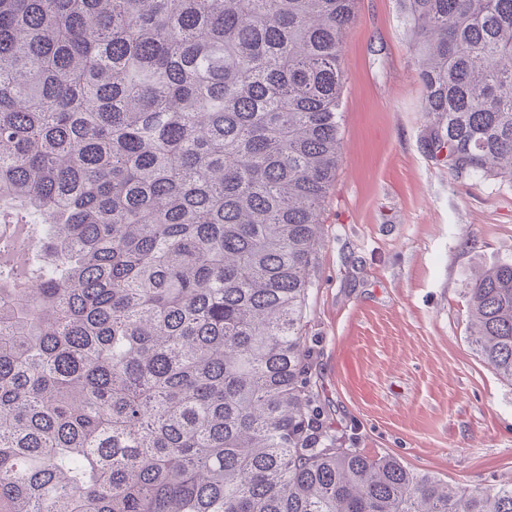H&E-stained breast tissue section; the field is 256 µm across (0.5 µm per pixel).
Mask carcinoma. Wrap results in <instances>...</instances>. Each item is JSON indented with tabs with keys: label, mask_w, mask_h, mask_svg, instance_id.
I'll return each mask as SVG.
<instances>
[{
	"label": "carcinoma",
	"mask_w": 512,
	"mask_h": 512,
	"mask_svg": "<svg viewBox=\"0 0 512 512\" xmlns=\"http://www.w3.org/2000/svg\"><path fill=\"white\" fill-rule=\"evenodd\" d=\"M423 140L512 179V0H405ZM357 0H0V512H512L337 444L306 296ZM512 384V263L468 291Z\"/></svg>",
	"instance_id": "carcinoma-1"
}]
</instances>
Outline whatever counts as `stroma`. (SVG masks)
<instances>
[{
	"label": "stroma",
	"mask_w": 512,
	"mask_h": 512,
	"mask_svg": "<svg viewBox=\"0 0 512 512\" xmlns=\"http://www.w3.org/2000/svg\"><path fill=\"white\" fill-rule=\"evenodd\" d=\"M343 161L306 310L342 447L476 490L512 479V384L469 329L470 274L512 262V180L458 176L426 126L403 0H359L341 57Z\"/></svg>",
	"instance_id": "35a3bbf8"
}]
</instances>
